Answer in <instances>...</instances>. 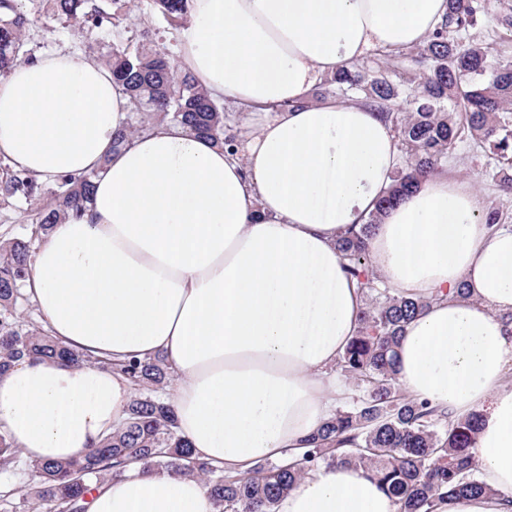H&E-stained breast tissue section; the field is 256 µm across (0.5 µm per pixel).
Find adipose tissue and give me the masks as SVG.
Returning <instances> with one entry per match:
<instances>
[{"instance_id": "obj_1", "label": "adipose tissue", "mask_w": 512, "mask_h": 512, "mask_svg": "<svg viewBox=\"0 0 512 512\" xmlns=\"http://www.w3.org/2000/svg\"><path fill=\"white\" fill-rule=\"evenodd\" d=\"M447 0H188L181 69L216 99L269 111L235 152L163 123L112 141L130 102L96 60L54 50L0 76V157L53 182L97 172L80 215L54 226L25 289L49 333L109 369L25 360L0 375V433L31 460L95 447L133 398L120 363L177 376L178 430L195 458L247 475L304 447L340 394L336 366L365 307L337 241L375 212L400 164L360 102L308 100L368 51L423 44ZM440 175L383 213L370 254L398 293L428 300L406 326L397 380L452 418L483 414L482 496L437 512H504L512 499V229ZM88 512H215L205 484L168 469L104 483ZM275 512H395L353 466L320 468Z\"/></svg>"}]
</instances>
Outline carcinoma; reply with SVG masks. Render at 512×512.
<instances>
[{"instance_id": "obj_1", "label": "carcinoma", "mask_w": 512, "mask_h": 512, "mask_svg": "<svg viewBox=\"0 0 512 512\" xmlns=\"http://www.w3.org/2000/svg\"><path fill=\"white\" fill-rule=\"evenodd\" d=\"M40 2L47 15L77 22L91 33L112 32L126 7V0ZM147 2L172 26L185 16L186 0ZM489 9V0H448L445 20L420 52L426 63L423 77L408 94L387 73L369 78L354 65L338 70L329 81L336 92L359 96L390 124L404 167L396 171L367 223L338 242L350 280L366 297L358 331L337 363L341 375L354 383L355 393L348 406L332 412L307 439L309 447L279 464L259 465L245 477L224 475V470L194 459L189 443L178 434L172 406L160 396L172 380L169 367L160 358L136 360L120 366L135 385L123 425L77 458L27 462L37 480L21 493L4 486L0 512H87L91 493L120 476L130 462L146 471L166 468L200 479L216 512H274L280 497L321 466L363 468L393 500L397 512H435L436 502L444 497L487 493L472 453L480 414L451 421L439 408L400 391L399 339L427 301L399 295L385 284L374 270L368 241L381 213L415 188L419 178L436 171L465 140L497 161L488 174L512 193V61H493L483 45L461 42L463 33ZM29 24L15 0H0V75L23 59H33L24 42ZM108 67L133 105L128 127L115 135V147L167 121L220 146H233V139L224 137L223 107L191 73L177 68L166 45L116 47ZM400 98L404 111L395 112L392 106ZM95 178L90 172L57 179L50 201L38 208V233L47 234L68 212L81 210L90 201ZM35 194L36 182L25 172L13 171L0 180V198L28 199ZM31 257V244L23 239L0 247V373L26 359L112 367V361L76 353L24 320L23 285ZM19 458L20 451L0 434V472L13 471Z\"/></svg>"}]
</instances>
